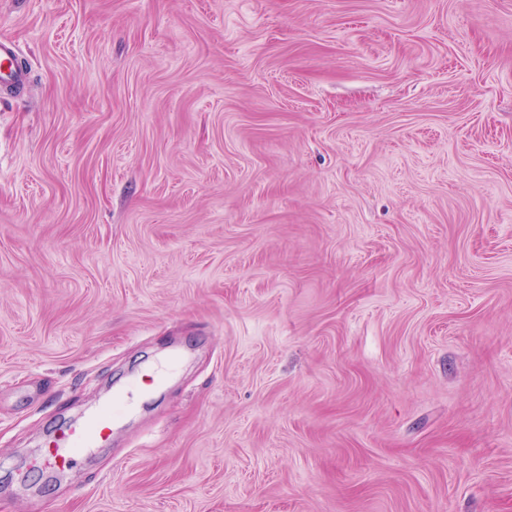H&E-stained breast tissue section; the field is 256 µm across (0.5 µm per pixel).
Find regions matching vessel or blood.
I'll use <instances>...</instances> for the list:
<instances>
[{"label": "vessel or blood", "instance_id": "vessel-or-blood-1", "mask_svg": "<svg viewBox=\"0 0 512 512\" xmlns=\"http://www.w3.org/2000/svg\"><path fill=\"white\" fill-rule=\"evenodd\" d=\"M25 80L26 73L18 63L16 46L0 40V87L16 86ZM113 421L112 411L104 407L55 432L42 449L39 467L53 472L71 470L78 460L111 439Z\"/></svg>", "mask_w": 512, "mask_h": 512}]
</instances>
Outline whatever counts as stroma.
<instances>
[{
  "instance_id": "35a3bbf8",
  "label": "stroma",
  "mask_w": 512,
  "mask_h": 512,
  "mask_svg": "<svg viewBox=\"0 0 512 512\" xmlns=\"http://www.w3.org/2000/svg\"><path fill=\"white\" fill-rule=\"evenodd\" d=\"M2 38L0 512H512V0H0ZM26 72L18 63L16 46L0 40V87L2 89L20 85L26 80ZM113 421L112 411L103 407L55 432L44 444L39 467L53 472L71 470L78 460L111 439Z\"/></svg>"
}]
</instances>
